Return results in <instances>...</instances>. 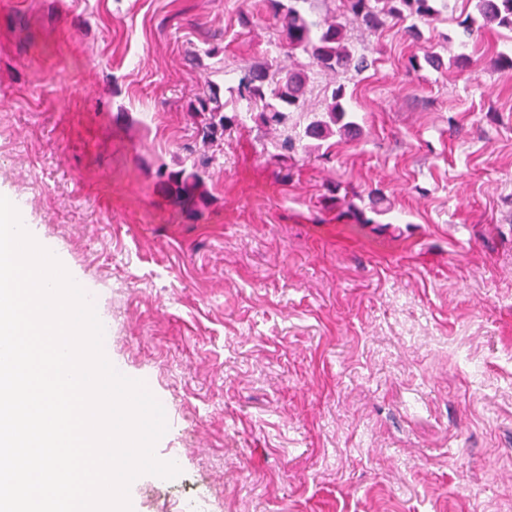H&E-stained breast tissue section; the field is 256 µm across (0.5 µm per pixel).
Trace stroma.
I'll return each instance as SVG.
<instances>
[{"instance_id":"obj_1","label":"stroma","mask_w":512,"mask_h":512,"mask_svg":"<svg viewBox=\"0 0 512 512\" xmlns=\"http://www.w3.org/2000/svg\"><path fill=\"white\" fill-rule=\"evenodd\" d=\"M436 7L349 26L371 65L333 73L269 0H0V195L96 289L179 459L133 512H512V30L464 46L473 0ZM258 65L308 72L288 135L337 86L359 135L282 153L236 97ZM211 94L243 119L213 141ZM171 196L175 204L179 206H190L194 203L196 192L203 183L201 174L196 171L184 177L182 174L172 178Z\"/></svg>"}]
</instances>
